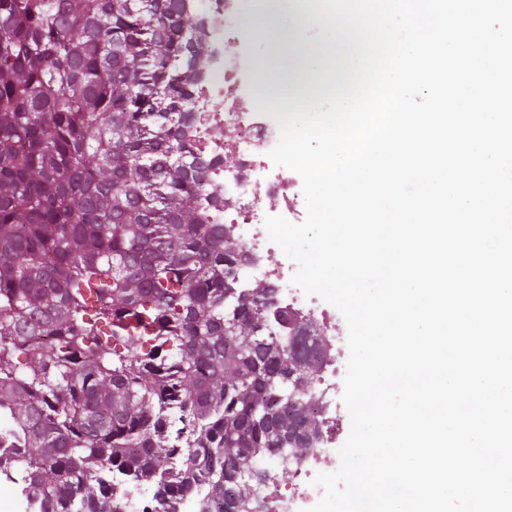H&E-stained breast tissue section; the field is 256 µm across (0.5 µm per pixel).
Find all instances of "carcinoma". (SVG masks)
Instances as JSON below:
<instances>
[{
  "mask_svg": "<svg viewBox=\"0 0 512 512\" xmlns=\"http://www.w3.org/2000/svg\"><path fill=\"white\" fill-rule=\"evenodd\" d=\"M205 50L187 0H0V448L38 512H126L117 474L240 512L319 429L320 350L205 223Z\"/></svg>",
  "mask_w": 512,
  "mask_h": 512,
  "instance_id": "cac0c4a2",
  "label": "carcinoma"
}]
</instances>
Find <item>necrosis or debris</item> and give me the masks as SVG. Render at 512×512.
I'll use <instances>...</instances> for the list:
<instances>
[{
    "mask_svg": "<svg viewBox=\"0 0 512 512\" xmlns=\"http://www.w3.org/2000/svg\"><path fill=\"white\" fill-rule=\"evenodd\" d=\"M196 106L200 116L198 149L210 162L206 183L224 190V205L212 210L210 221L231 226L238 243L250 256L237 269L238 285L244 289L254 279H275L282 284L277 291L282 306L300 319H311L326 327L322 337L324 374L318 382L316 404L323 414L340 411L337 394L346 373L347 325L343 316L319 295L304 294L291 285L295 263L272 270L262 264L263 254L273 251L275 245L268 239L264 226L268 211L260 207V200L277 206L292 223H299L301 215L291 170L275 165L269 157L280 138L279 126L271 116L263 114L262 103L242 96L239 64L230 53L225 54L223 67L205 69ZM218 125L224 128L220 139L212 134ZM330 443L331 427L322 425L311 460L291 464L292 488L286 493L271 491L266 512H306L318 502L321 490L312 480L317 474L316 464L328 466L333 462Z\"/></svg>",
    "mask_w": 512,
    "mask_h": 512,
    "instance_id": "1",
    "label": "necrosis or debris"
}]
</instances>
